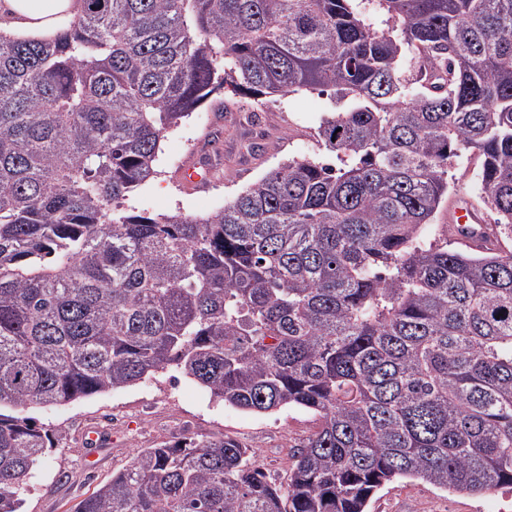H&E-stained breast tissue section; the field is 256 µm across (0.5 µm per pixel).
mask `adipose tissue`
<instances>
[{"instance_id": "1", "label": "adipose tissue", "mask_w": 512, "mask_h": 512, "mask_svg": "<svg viewBox=\"0 0 512 512\" xmlns=\"http://www.w3.org/2000/svg\"><path fill=\"white\" fill-rule=\"evenodd\" d=\"M75 8V0H0V29L30 38H47Z\"/></svg>"}]
</instances>
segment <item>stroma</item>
Here are the masks:
<instances>
[{"mask_svg":"<svg viewBox=\"0 0 512 512\" xmlns=\"http://www.w3.org/2000/svg\"><path fill=\"white\" fill-rule=\"evenodd\" d=\"M329 95L300 91L271 98L260 111L246 99L214 94L160 143L157 175L132 198L153 215L175 211L204 217L221 209L247 186L292 158L331 161L317 132L334 112ZM212 160L216 175L203 189L185 184L183 167ZM479 163L465 155L448 169L450 196L483 205L475 187ZM56 440L23 490V512H74L76 505L108 482L142 450L194 437L224 436L253 449L268 481L284 484L292 454L314 430L310 412L283 408L252 413L225 406L200 385L173 371L71 404L29 411ZM368 512H512V490L492 495L447 492L415 479L381 488Z\"/></svg>","mask_w":512,"mask_h":512,"instance_id":"1","label":"stroma"}]
</instances>
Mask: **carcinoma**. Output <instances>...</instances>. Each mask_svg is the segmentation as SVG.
<instances>
[{
	"instance_id": "1",
	"label": "carcinoma",
	"mask_w": 512,
	"mask_h": 512,
	"mask_svg": "<svg viewBox=\"0 0 512 512\" xmlns=\"http://www.w3.org/2000/svg\"><path fill=\"white\" fill-rule=\"evenodd\" d=\"M0 31V512L54 442L27 411L173 370L304 409L286 486L224 437L140 452L76 512H367L401 477L512 489V0H77ZM330 93L318 137L196 219L129 205L218 91ZM493 220L448 249V165Z\"/></svg>"
}]
</instances>
